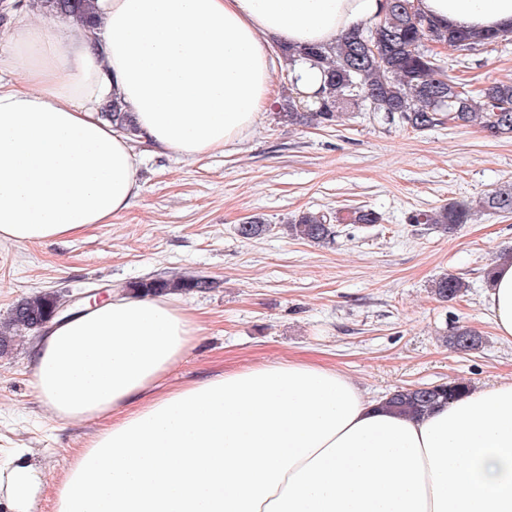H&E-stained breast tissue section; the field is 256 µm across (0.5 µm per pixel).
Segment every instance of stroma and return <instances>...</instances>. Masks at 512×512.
Instances as JSON below:
<instances>
[{
	"label": "stroma",
	"instance_id": "stroma-1",
	"mask_svg": "<svg viewBox=\"0 0 512 512\" xmlns=\"http://www.w3.org/2000/svg\"><path fill=\"white\" fill-rule=\"evenodd\" d=\"M438 58L476 91L512 80V37L469 54L442 46ZM286 74L274 73L273 100L224 150L185 161L134 142L140 193L111 223L64 239L0 241V323L40 292L200 275L213 288L174 301L202 330L158 391L288 358L335 367L378 399L457 379L475 387L512 382V341L497 336L485 306L487 270L512 255V212L477 211L448 234L409 221L413 212L512 183V138L474 127L415 132L370 112L332 128L288 126L275 103ZM362 205L381 223L341 225L328 245L284 230L304 212ZM252 217L269 231L240 238L238 224ZM446 273L470 285L451 302L431 292ZM460 326L479 332V350L448 345ZM35 338L22 332L0 356V466L27 449L46 486L32 512H55L51 486L106 422H64L41 402L30 385Z\"/></svg>",
	"mask_w": 512,
	"mask_h": 512
}]
</instances>
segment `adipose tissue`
<instances>
[{
	"mask_svg": "<svg viewBox=\"0 0 512 512\" xmlns=\"http://www.w3.org/2000/svg\"><path fill=\"white\" fill-rule=\"evenodd\" d=\"M381 0H94L96 27L20 16L0 70V239L108 223L138 197L139 156L104 120L118 98L140 137L194 159L256 123L276 48L332 44ZM443 26L512 28V0H419ZM486 308L512 340V258ZM200 325L162 297L113 292L32 346V386L58 418L111 417L54 488L57 512H512V383L409 418L336 368L288 359L157 394ZM40 474L0 467L12 512Z\"/></svg>",
	"mask_w": 512,
	"mask_h": 512,
	"instance_id": "adipose-tissue-1",
	"label": "adipose tissue"
}]
</instances>
